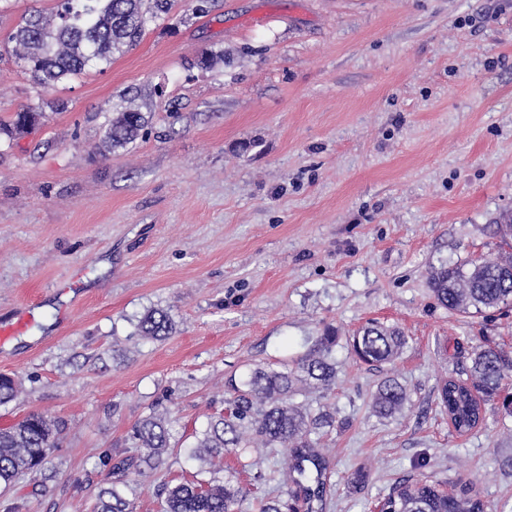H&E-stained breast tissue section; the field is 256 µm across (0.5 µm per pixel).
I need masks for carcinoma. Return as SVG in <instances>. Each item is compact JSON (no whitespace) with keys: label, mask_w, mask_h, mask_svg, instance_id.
I'll return each instance as SVG.
<instances>
[{"label":"carcinoma","mask_w":512,"mask_h":512,"mask_svg":"<svg viewBox=\"0 0 512 512\" xmlns=\"http://www.w3.org/2000/svg\"><path fill=\"white\" fill-rule=\"evenodd\" d=\"M176 0H59L54 13L40 12L22 18L11 33L13 53L22 60L42 88L82 74L86 69L108 64L116 53L135 47L147 24L169 13ZM43 107L25 106L0 132L12 139L42 123ZM148 125L144 113L127 108L108 120L105 142L123 147L133 142ZM437 301L449 311L481 315L512 305V253L499 252L479 259L443 265L431 274ZM172 329L168 315L149 311L138 323L140 336H167ZM339 336L336 328L325 327L322 336L299 360L279 369L257 367L243 379L225 382L229 398L225 412L210 418L207 427L187 447V459L199 470L212 459L258 441L264 448H280L288 467L286 499L259 504V512H284L288 499L300 512H328L331 495L332 461L321 440L326 430L336 427V417L318 409L311 411L294 398L303 387L314 384L327 395L335 385L336 365L332 353ZM408 340L397 326L370 321L348 338L351 352L361 362L379 367L392 364ZM471 366L465 377H449L439 389V400L459 433L481 423L483 405L496 399L512 414V356L490 347L470 350ZM19 389L15 381L0 375V405L12 402ZM408 394L394 377L379 384L372 395L371 409L383 418L402 412ZM170 420L153 413L131 431L134 456L106 458L108 486L99 490L95 512H134L124 495L130 476L143 478L163 464L170 447ZM64 425L41 413H30L17 423L0 428V486L9 489L22 476L33 478L45 472ZM162 512H235L242 489L216 476L193 478L162 487ZM386 512H485L484 503L462 487L456 496L446 494L440 483L418 478L398 482L385 497Z\"/></svg>","instance_id":"cac0c4a2"}]
</instances>
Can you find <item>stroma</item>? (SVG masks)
I'll return each instance as SVG.
<instances>
[{"label": "stroma", "mask_w": 512, "mask_h": 512, "mask_svg": "<svg viewBox=\"0 0 512 512\" xmlns=\"http://www.w3.org/2000/svg\"><path fill=\"white\" fill-rule=\"evenodd\" d=\"M55 3L0 0V122L51 105L38 132L0 139V323L25 320L0 341V374L21 386L0 428L32 412L68 426L54 478L6 501L93 512L103 457L129 455L156 410L175 446L127 497L161 512L156 487L194 475L183 449L223 412L225 378L299 359L330 325L343 426L323 439L329 512H374L407 476L512 512V414L487 402L460 434L438 402L469 365L457 344L512 353V307L465 317L429 286L434 267L498 252L512 211V0H213L43 89L5 49ZM127 106L150 122L109 148L106 121ZM154 308L172 333L138 337ZM372 320L408 338L380 369L344 342ZM388 375L410 401L381 419L370 400ZM214 468L242 487L238 512L284 490L278 448Z\"/></svg>", "instance_id": "obj_1"}]
</instances>
